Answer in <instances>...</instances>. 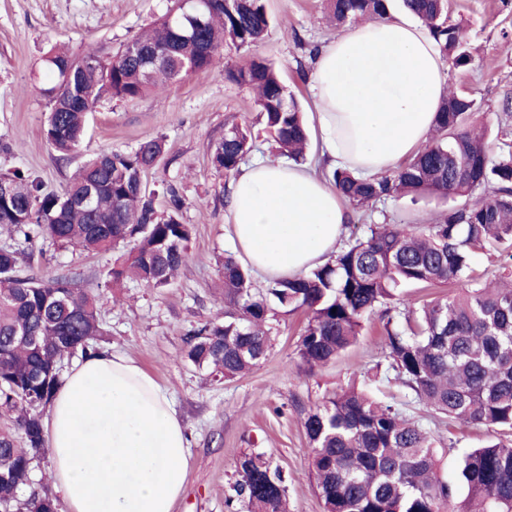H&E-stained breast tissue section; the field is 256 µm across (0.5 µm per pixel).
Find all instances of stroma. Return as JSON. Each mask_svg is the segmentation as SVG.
Returning a JSON list of instances; mask_svg holds the SVG:
<instances>
[{
    "mask_svg": "<svg viewBox=\"0 0 512 512\" xmlns=\"http://www.w3.org/2000/svg\"><path fill=\"white\" fill-rule=\"evenodd\" d=\"M272 19L266 38L247 49L227 48L224 68L203 71L133 100L102 97L87 119L80 150L59 161L44 135L51 83L42 59L54 46L79 54L88 47L116 53L163 16L172 0H0V174L23 170L45 191L59 192L72 172L103 151H131L163 138L164 152L144 181L154 190L157 212L172 196L183 202L184 223L193 225L192 259L174 283L161 289L133 280L113 285L111 271L123 253H80L45 238L27 243L0 230V248L21 251L22 273L43 278L66 274L95 295L103 349L137 360L167 391L191 448L184 490L173 512H238L233 499L236 461L262 453L288 477V512H323L308 475L310 448L304 415L328 395L355 385L424 425L434 439L440 475L454 479L465 449L492 436L480 425L448 424L424 404L387 382L378 363L388 352L380 315L370 316L358 343L335 361L306 369L295 346L304 314L280 317L271 347L250 373L233 381L191 365L182 356L185 335L224 319V257H241L227 220L229 179L211 153L227 126L257 123L255 94L227 77L228 69L257 57L271 63L299 102L308 128L316 113L308 76L314 48L343 34L326 15L323 0H266ZM450 22L462 25L473 60L457 70L445 66L446 87L467 89L479 102L478 118L512 142V120L503 103L512 99V0H449ZM449 203L435 197H391L349 207V225L408 224L415 229L446 215Z\"/></svg>",
    "mask_w": 512,
    "mask_h": 512,
    "instance_id": "1",
    "label": "stroma"
}]
</instances>
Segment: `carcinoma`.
<instances>
[{
  "mask_svg": "<svg viewBox=\"0 0 512 512\" xmlns=\"http://www.w3.org/2000/svg\"><path fill=\"white\" fill-rule=\"evenodd\" d=\"M338 25L391 17V0H325ZM424 24L440 54L457 69L472 62L462 28L448 19V0H402ZM202 25L170 10L111 55L80 56L52 49L43 59L53 84L44 135L67 161L82 144L87 114L103 95L133 100L162 91L193 73L223 66V47L249 48L265 37V0H200ZM229 79L256 92L263 129L294 160L307 133L297 101L275 68L249 58ZM476 99L448 91L435 135L394 171L364 179L336 169L340 196L364 207L397 195H436L463 203L425 231L404 224H366L352 232L333 261L264 293L250 272L224 257V322L187 334L183 357L226 379L252 370L271 346L270 322L301 312L296 342L300 365L312 370L355 345L364 321L397 300L403 284H444L464 277L470 287L434 299L386 323L384 376L450 420L499 431V441L465 451L458 484L438 472L429 433L420 421L355 390L325 398L303 427L308 468L323 512H512V287L472 275L471 256L488 247L512 260V143L492 156L488 129L477 125ZM249 125H233L214 146L215 166L230 176L252 148ZM163 152L162 141L141 142L130 153H100L79 167L61 193L18 170L0 175V227L29 241L49 238L80 252L129 246L115 281L164 288L191 260L193 226L181 221V200L157 214L143 183ZM20 252L0 248V512H60L45 486L34 487L36 462L47 453L42 420L62 383L65 360L86 356L102 336L96 300L67 275L21 276ZM233 486L245 512H288L287 478L261 453L240 456ZM29 487L28 496L20 495Z\"/></svg>",
  "mask_w": 512,
  "mask_h": 512,
  "instance_id": "carcinoma-1",
  "label": "carcinoma"
}]
</instances>
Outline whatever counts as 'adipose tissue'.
Wrapping results in <instances>:
<instances>
[{
    "label": "adipose tissue",
    "mask_w": 512,
    "mask_h": 512,
    "mask_svg": "<svg viewBox=\"0 0 512 512\" xmlns=\"http://www.w3.org/2000/svg\"><path fill=\"white\" fill-rule=\"evenodd\" d=\"M309 81L329 168L365 177L395 170L427 142L444 96L434 42L407 21L351 26L320 48ZM228 211L246 261L273 281L330 261L347 222L335 189L281 159L242 167ZM44 430L66 512H172L183 492L186 430L166 391L126 353L78 362Z\"/></svg>",
    "instance_id": "obj_1"
}]
</instances>
